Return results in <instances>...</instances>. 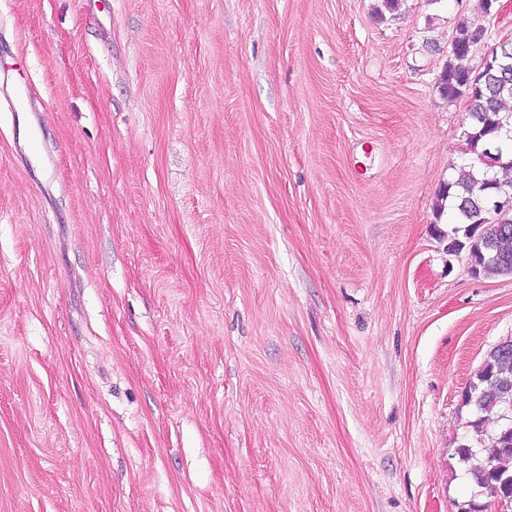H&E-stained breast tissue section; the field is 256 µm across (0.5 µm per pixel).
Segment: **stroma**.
<instances>
[{"instance_id": "obj_1", "label": "stroma", "mask_w": 512, "mask_h": 512, "mask_svg": "<svg viewBox=\"0 0 512 512\" xmlns=\"http://www.w3.org/2000/svg\"><path fill=\"white\" fill-rule=\"evenodd\" d=\"M379 4L0 0V512L472 499L512 276L436 237L434 83L512 6Z\"/></svg>"}]
</instances>
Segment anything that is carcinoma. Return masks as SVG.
I'll list each match as a JSON object with an SVG mask.
<instances>
[{
    "label": "carcinoma",
    "instance_id": "obj_1",
    "mask_svg": "<svg viewBox=\"0 0 512 512\" xmlns=\"http://www.w3.org/2000/svg\"><path fill=\"white\" fill-rule=\"evenodd\" d=\"M486 31L466 22L457 24L450 40L448 62L436 88L448 100L467 102V129L464 137L468 152L477 155L479 169L463 167L457 178L443 183L434 207L436 221L448 215L454 225L438 240L447 242L450 253L465 252L476 276L502 275L501 260L512 262V111L504 112V101L512 100V41L496 46L493 65L472 69L462 65L474 48L485 39ZM455 205L445 211L447 199ZM512 397V347L491 348L462 393V405L473 408L471 421L483 448L462 444L457 448L465 474L481 494L512 493V431H506V400ZM501 421L493 434L486 423L491 417Z\"/></svg>",
    "mask_w": 512,
    "mask_h": 512
}]
</instances>
